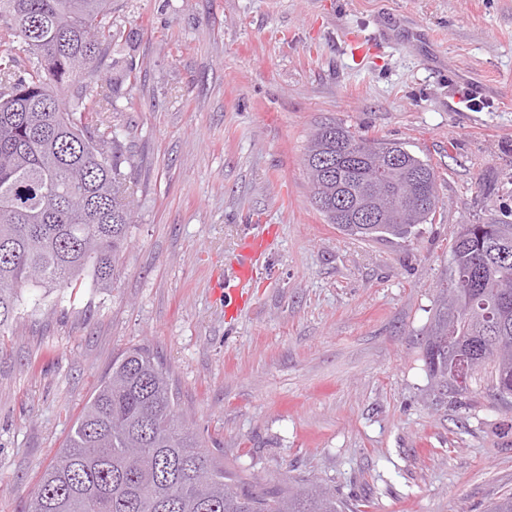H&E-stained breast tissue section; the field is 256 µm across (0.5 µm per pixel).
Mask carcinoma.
Here are the masks:
<instances>
[{
    "label": "carcinoma",
    "instance_id": "1",
    "mask_svg": "<svg viewBox=\"0 0 512 512\" xmlns=\"http://www.w3.org/2000/svg\"><path fill=\"white\" fill-rule=\"evenodd\" d=\"M28 53V78L0 49V332L26 288H75L88 274L112 285L132 223L122 196L120 141L93 114L116 110L99 64L123 34L112 0H0ZM96 23L94 39L87 23ZM92 100L94 107L87 105ZM311 200L328 223L361 239H407L439 208L438 175L398 141L340 123L311 134L303 157ZM493 363L492 390L512 405V210L462 224L448 285L424 332L422 360L443 400L469 392L472 374L448 355ZM27 512H361L318 483L262 484L224 466L180 409L170 371L147 347L112 360L82 408L60 459L42 473Z\"/></svg>",
    "mask_w": 512,
    "mask_h": 512
}]
</instances>
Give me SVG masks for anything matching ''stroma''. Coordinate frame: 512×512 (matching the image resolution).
Listing matches in <instances>:
<instances>
[{"label": "stroma", "instance_id": "1", "mask_svg": "<svg viewBox=\"0 0 512 512\" xmlns=\"http://www.w3.org/2000/svg\"><path fill=\"white\" fill-rule=\"evenodd\" d=\"M112 26L125 39L99 76L121 97L102 118L133 222L111 287L30 290L0 337V512H26L139 345L205 444L260 482H322L364 512L511 494L512 408L482 372L437 402L422 329L454 232L512 205V0H112ZM329 122L429 160L435 221L372 241L326 223L302 159ZM258 230L274 242L230 319L217 285Z\"/></svg>", "mask_w": 512, "mask_h": 512}]
</instances>
